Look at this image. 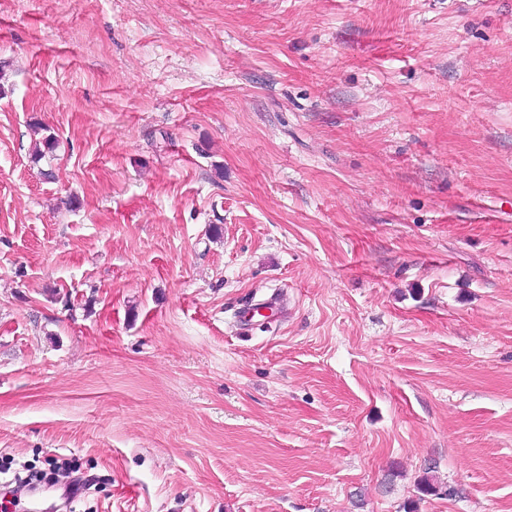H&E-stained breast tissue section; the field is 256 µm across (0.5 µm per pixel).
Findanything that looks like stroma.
I'll use <instances>...</instances> for the list:
<instances>
[{"label": "stroma", "mask_w": 512, "mask_h": 512, "mask_svg": "<svg viewBox=\"0 0 512 512\" xmlns=\"http://www.w3.org/2000/svg\"><path fill=\"white\" fill-rule=\"evenodd\" d=\"M0 502L512 512V0H0Z\"/></svg>", "instance_id": "stroma-1"}]
</instances>
